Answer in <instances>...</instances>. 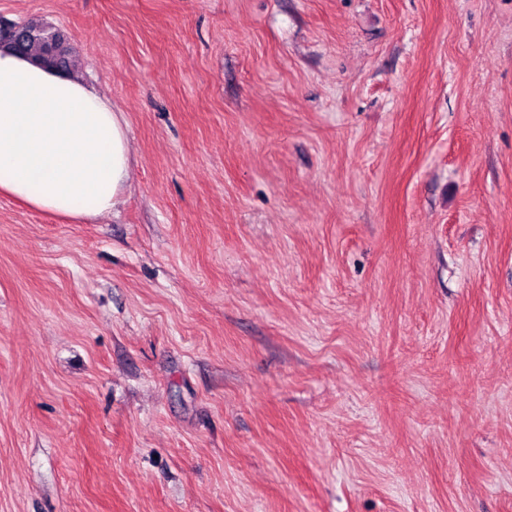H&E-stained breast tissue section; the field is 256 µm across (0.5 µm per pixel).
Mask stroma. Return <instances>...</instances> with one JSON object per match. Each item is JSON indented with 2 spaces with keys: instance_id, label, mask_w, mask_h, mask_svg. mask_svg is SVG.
<instances>
[{
  "instance_id": "obj_1",
  "label": "stroma",
  "mask_w": 512,
  "mask_h": 512,
  "mask_svg": "<svg viewBox=\"0 0 512 512\" xmlns=\"http://www.w3.org/2000/svg\"><path fill=\"white\" fill-rule=\"evenodd\" d=\"M122 113L116 212L0 197V512H512V0H0Z\"/></svg>"
}]
</instances>
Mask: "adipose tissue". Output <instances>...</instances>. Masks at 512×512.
<instances>
[{
    "label": "adipose tissue",
    "mask_w": 512,
    "mask_h": 512,
    "mask_svg": "<svg viewBox=\"0 0 512 512\" xmlns=\"http://www.w3.org/2000/svg\"><path fill=\"white\" fill-rule=\"evenodd\" d=\"M127 124L93 85L0 50V196L65 221L114 211Z\"/></svg>",
    "instance_id": "obj_1"
}]
</instances>
